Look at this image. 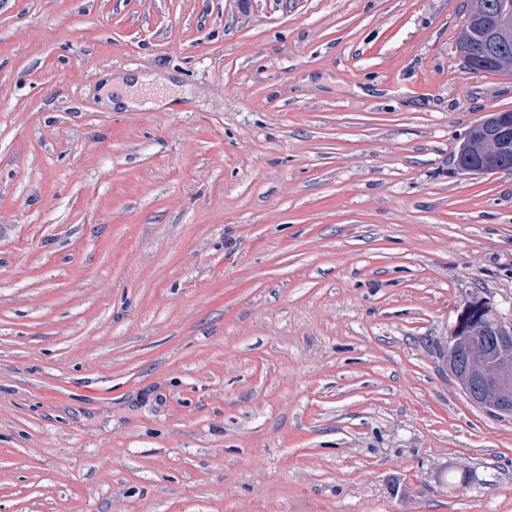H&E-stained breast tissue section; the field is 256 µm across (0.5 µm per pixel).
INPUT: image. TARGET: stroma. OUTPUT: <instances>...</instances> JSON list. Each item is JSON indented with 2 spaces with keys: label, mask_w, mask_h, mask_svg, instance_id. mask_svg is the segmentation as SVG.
Wrapping results in <instances>:
<instances>
[{
  "label": "stroma",
  "mask_w": 512,
  "mask_h": 512,
  "mask_svg": "<svg viewBox=\"0 0 512 512\" xmlns=\"http://www.w3.org/2000/svg\"><path fill=\"white\" fill-rule=\"evenodd\" d=\"M463 17L0 0V512H512V418L439 357L512 309Z\"/></svg>",
  "instance_id": "1"
}]
</instances>
